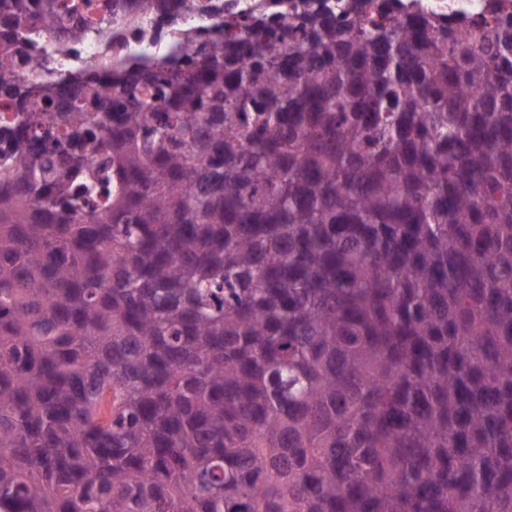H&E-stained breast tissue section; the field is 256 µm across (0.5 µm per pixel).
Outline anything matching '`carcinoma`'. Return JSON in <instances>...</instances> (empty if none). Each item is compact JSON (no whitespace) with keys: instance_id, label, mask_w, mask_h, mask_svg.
Wrapping results in <instances>:
<instances>
[{"instance_id":"cac0c4a2","label":"carcinoma","mask_w":512,"mask_h":512,"mask_svg":"<svg viewBox=\"0 0 512 512\" xmlns=\"http://www.w3.org/2000/svg\"><path fill=\"white\" fill-rule=\"evenodd\" d=\"M80 7L0 0V512H512V18ZM69 22L85 27L87 37L80 43L70 44L63 37L53 35L50 48L81 67L104 64L112 55V41L122 45L127 54L147 57L166 50L170 42L171 27L167 19L155 14L142 26L118 25L120 22L112 10L92 15L74 14Z\"/></svg>"}]
</instances>
